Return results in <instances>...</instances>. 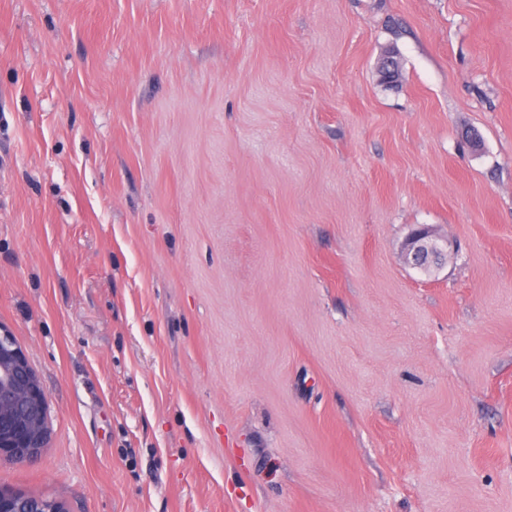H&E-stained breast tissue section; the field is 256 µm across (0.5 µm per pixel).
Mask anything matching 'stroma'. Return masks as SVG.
<instances>
[{"label": "stroma", "mask_w": 512, "mask_h": 512, "mask_svg": "<svg viewBox=\"0 0 512 512\" xmlns=\"http://www.w3.org/2000/svg\"><path fill=\"white\" fill-rule=\"evenodd\" d=\"M0 327L1 488L512 512V0H0ZM420 228L412 232L403 246L402 257L406 265L423 270L438 261L441 267L448 261V241L435 235L428 225L420 224ZM47 398L15 337L0 328V464L32 462L46 448Z\"/></svg>", "instance_id": "stroma-1"}]
</instances>
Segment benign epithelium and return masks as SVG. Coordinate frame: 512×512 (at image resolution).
Segmentation results:
<instances>
[{
  "instance_id": "1",
  "label": "benign epithelium",
  "mask_w": 512,
  "mask_h": 512,
  "mask_svg": "<svg viewBox=\"0 0 512 512\" xmlns=\"http://www.w3.org/2000/svg\"><path fill=\"white\" fill-rule=\"evenodd\" d=\"M406 265L423 270L437 262H448V241L427 225L411 233L403 246ZM47 398L28 358L15 337L0 328V464L32 462L46 448ZM0 512H54L38 498L21 497L0 501Z\"/></svg>"
}]
</instances>
